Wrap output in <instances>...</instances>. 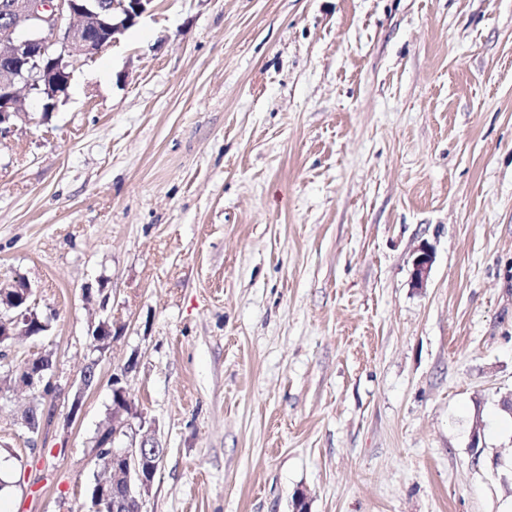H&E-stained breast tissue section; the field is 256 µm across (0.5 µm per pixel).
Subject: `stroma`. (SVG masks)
<instances>
[{
  "label": "stroma",
  "instance_id": "35a3bbf8",
  "mask_svg": "<svg viewBox=\"0 0 512 512\" xmlns=\"http://www.w3.org/2000/svg\"><path fill=\"white\" fill-rule=\"evenodd\" d=\"M25 108L0 282L50 328L0 358V512H88L116 374L166 450L144 512L512 502V0H152ZM416 253L412 261L411 283L414 288H424L429 278L434 252L430 244L423 243L418 247ZM50 366V358L48 355H38L37 357L27 360L23 365L15 370V382L18 386L36 389L42 386L47 387L49 394L40 392L41 398H49L55 392L53 384V376H47L45 370Z\"/></svg>",
  "mask_w": 512,
  "mask_h": 512
}]
</instances>
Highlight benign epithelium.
Listing matches in <instances>:
<instances>
[{
    "label": "benign epithelium",
    "instance_id": "7a95c632",
    "mask_svg": "<svg viewBox=\"0 0 512 512\" xmlns=\"http://www.w3.org/2000/svg\"><path fill=\"white\" fill-rule=\"evenodd\" d=\"M152 0H111L106 15L101 0H14L9 18L0 23V134L12 128L14 118L21 115V92L47 99L44 109L67 96L72 77L70 67L81 59H90L105 47L118 41L128 26L147 12ZM434 259L433 248L421 244L412 261L411 283L426 286ZM31 284L19 278L0 284V343L7 338H28L41 328L35 308ZM112 336L107 323L91 330L92 348L102 351ZM47 355L26 361L15 370L17 385L36 389L40 386L55 392ZM95 371L84 370L70 407L71 417L82 408L83 393L94 379ZM47 393V394H49ZM47 394L40 393L45 398ZM123 399L112 406L111 427L101 430L98 438L114 442L105 462L112 480L98 485L93 495V510L124 512L129 505L143 512L153 481L146 472L162 464L165 450L160 448L155 429L146 426L143 413L122 392Z\"/></svg>",
    "mask_w": 512,
    "mask_h": 512
}]
</instances>
